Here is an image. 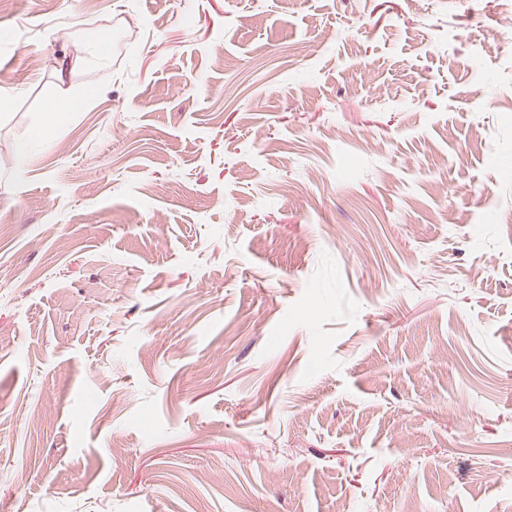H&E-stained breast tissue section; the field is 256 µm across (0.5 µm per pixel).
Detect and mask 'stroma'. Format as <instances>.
I'll list each match as a JSON object with an SVG mask.
<instances>
[{
	"mask_svg": "<svg viewBox=\"0 0 512 512\" xmlns=\"http://www.w3.org/2000/svg\"><path fill=\"white\" fill-rule=\"evenodd\" d=\"M4 29L0 512H512V0Z\"/></svg>",
	"mask_w": 512,
	"mask_h": 512,
	"instance_id": "stroma-1",
	"label": "stroma"
}]
</instances>
